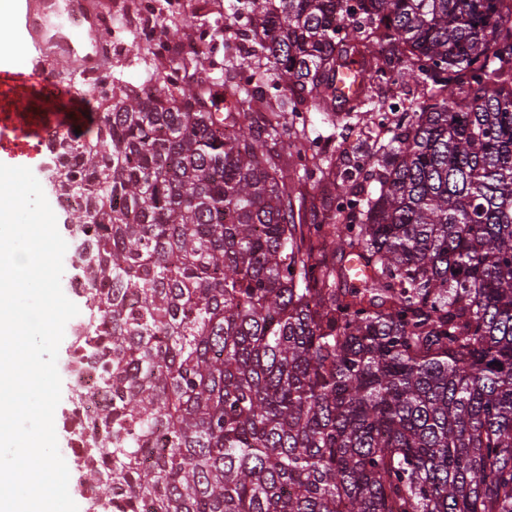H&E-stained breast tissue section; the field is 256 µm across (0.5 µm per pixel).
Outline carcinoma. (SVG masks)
I'll list each match as a JSON object with an SVG mask.
<instances>
[{"mask_svg":"<svg viewBox=\"0 0 512 512\" xmlns=\"http://www.w3.org/2000/svg\"><path fill=\"white\" fill-rule=\"evenodd\" d=\"M255 9L225 63L131 39L94 128L50 149L56 196L89 200V509L512 512V0L224 5ZM358 55L346 115L375 123L382 84L431 96L338 174L304 113L344 137ZM295 182L320 189L310 224Z\"/></svg>","mask_w":512,"mask_h":512,"instance_id":"1","label":"carcinoma"}]
</instances>
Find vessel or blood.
Returning a JSON list of instances; mask_svg holds the SVG:
<instances>
[{
  "instance_id": "obj_1",
  "label": "vessel or blood",
  "mask_w": 512,
  "mask_h": 512,
  "mask_svg": "<svg viewBox=\"0 0 512 512\" xmlns=\"http://www.w3.org/2000/svg\"><path fill=\"white\" fill-rule=\"evenodd\" d=\"M91 0H23L13 27L0 30V55L17 47L16 25L40 53L28 64H0V163L37 166L49 132L75 129L82 122L75 112V94L59 77L63 69L93 71L98 50L83 43L84 32L101 38Z\"/></svg>"
}]
</instances>
